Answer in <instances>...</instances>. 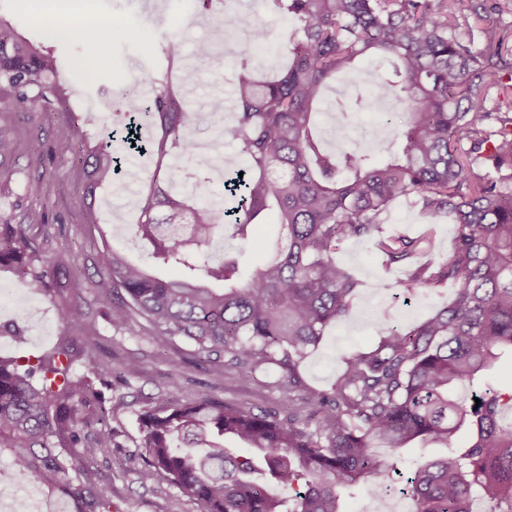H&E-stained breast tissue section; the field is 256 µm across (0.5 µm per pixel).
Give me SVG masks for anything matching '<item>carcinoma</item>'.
I'll list each match as a JSON object with an SVG mask.
<instances>
[{"label": "carcinoma", "mask_w": 512, "mask_h": 512, "mask_svg": "<svg viewBox=\"0 0 512 512\" xmlns=\"http://www.w3.org/2000/svg\"><path fill=\"white\" fill-rule=\"evenodd\" d=\"M293 23L284 44L288 64L268 79L250 70L252 46L269 39L261 17L227 13L212 41L200 42L194 65L211 68L217 48L241 27L251 43L234 52L238 70L233 124L220 126L244 158L243 177L224 182V199L208 189L213 160L186 138L196 113L168 88L148 100L150 129L142 142L137 99L125 101L120 125L127 150L157 155L140 197L136 235L151 245V266L108 249L91 281L115 331L146 336L170 348L190 341L219 377L244 370H279L273 386L300 403L284 415L209 397L174 400L138 416L143 485L160 481L198 502L201 512H342V489L375 497L396 471L395 455L419 444L443 453L422 459L405 477L413 512H470L478 496L489 512H512V392L477 391L500 357L512 355V192L494 172L512 169V49L494 26L498 0H470L486 23L485 46L464 41L457 0H270ZM386 58L384 85L405 114L394 130L397 156L379 161L374 148L328 154L315 115L336 75V102L353 112L373 102L357 91L355 61ZM57 60L0 18V110L53 112L67 90L55 78ZM91 115L72 120L59 156L81 148ZM183 164H163L171 151ZM84 223L95 225V190L116 178L120 159L109 143L82 159ZM193 182L192 202L173 187ZM410 200L428 225L448 222L452 244L439 265L420 262L431 231L388 234L390 205ZM275 211L285 232L275 254L242 279L238 254L214 258L224 229L241 244ZM46 224L30 208L22 224H0V266L23 275L29 293L52 288L54 265L27 236L26 225ZM365 241L401 265L402 288L415 293L442 284L448 306L416 325L381 322L367 352L344 358L328 391L304 390L302 362L326 328L345 317L360 281L336 262L340 245ZM60 320L90 328L76 306ZM75 342L66 340L33 360L0 357V455L52 499V512H112V497L91 461L113 447L112 411L92 377L103 371L89 355L75 368ZM469 389L475 404L462 394ZM99 404V427L80 411ZM469 446L457 447L460 432Z\"/></svg>", "instance_id": "carcinoma-1"}]
</instances>
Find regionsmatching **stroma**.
Here are the masks:
<instances>
[{"label": "stroma", "instance_id": "1", "mask_svg": "<svg viewBox=\"0 0 512 512\" xmlns=\"http://www.w3.org/2000/svg\"><path fill=\"white\" fill-rule=\"evenodd\" d=\"M86 2L110 32L109 38L98 45L87 38L47 40L46 31L54 21L53 16L27 11L24 0H0V17L9 20L29 39L46 42L62 62L60 79L69 94L63 111L31 117L0 112V134L8 135L17 144L13 156L0 159V183L10 188L9 194L0 196V222H19L29 207L41 204L46 206L50 220H63L67 226L66 232L56 236L45 252L58 272L47 294H29L15 269L0 267V355L40 356L73 333L70 325L60 320L59 308L66 304L80 305L91 315L94 329L79 338L77 350L80 355L95 357L110 371L100 391L105 406L114 409L111 421L114 444L109 454L98 455L97 465L110 482L112 512H200L199 504L178 489L160 491L140 484L139 414L144 409L165 405L175 397L189 401L212 396L246 406L280 408L287 407L288 399L279 389L262 385L247 375L217 379L210 367L194 354L192 345L184 340H177L175 348L159 351L144 337L117 335L106 308L96 300L91 282L105 246L121 245L133 256L145 250V242L133 237L139 205L134 202L113 209L118 186L101 187L96 192L100 224L96 227L83 224L80 161L70 155L55 159L53 179L44 182L35 194L29 187L38 175V165L30 145L36 138L48 146L55 144L66 136L72 113L92 110L96 121L86 129L83 149L95 150L104 130L113 124V113L123 111L124 95L130 86H139L143 95L149 97L166 82L182 104L197 112L193 126L187 131L188 139L203 143L218 141L223 169L239 166L241 158L233 140L218 138L220 121L209 115L205 107L218 85H234L236 74L221 62L206 71L193 66L196 47L209 38L214 24L221 19L219 13L208 10L195 16L179 12L173 7L175 0ZM224 8L237 14L259 13L268 23L271 38L254 52V74L271 75L285 66L282 44L292 32L290 20L275 13L268 0H224ZM172 32L182 35V54L180 62L170 66L162 55V47ZM318 121L329 136L327 148L334 153L340 146L332 138L336 127L347 130L348 138L343 146L354 150L363 146L373 117L331 111L320 113ZM281 235L276 218L270 216L255 226L254 244L243 248L238 241L228 238L224 248L240 251L243 266L253 271L272 255ZM336 261L353 270L365 286L350 313L327 329L318 349L301 365L303 381L311 388H328L344 357L371 350L377 344L374 323L388 320L407 326L425 319L448 301V288L444 285L425 288L414 295L404 291L399 284L403 271L384 272L367 243L355 239L345 241ZM131 357L139 360L141 373L132 379L121 377L119 370ZM173 358L182 362L181 374L176 379L172 378L169 367Z\"/></svg>", "mask_w": 512, "mask_h": 512}]
</instances>
